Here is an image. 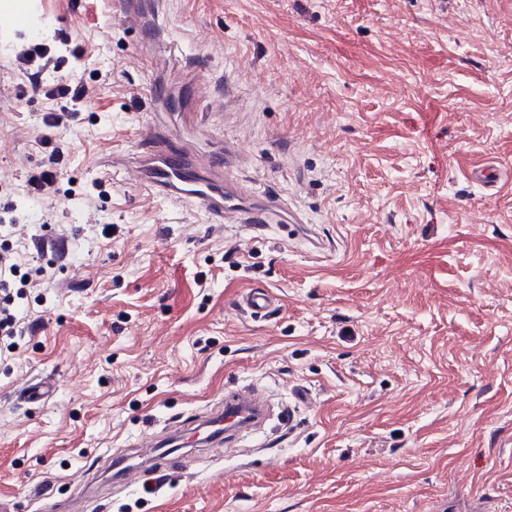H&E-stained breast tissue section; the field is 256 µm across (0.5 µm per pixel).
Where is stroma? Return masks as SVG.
<instances>
[{
	"label": "stroma",
	"instance_id": "35a3bbf8",
	"mask_svg": "<svg viewBox=\"0 0 512 512\" xmlns=\"http://www.w3.org/2000/svg\"><path fill=\"white\" fill-rule=\"evenodd\" d=\"M136 2L141 28L117 0H44L66 62L41 79L16 58L26 30L0 49V243L37 272L0 353V505L512 512V187L464 176L512 177V0ZM64 77L88 95L52 128ZM162 105L173 144L192 121L191 146L239 148L243 190L296 223L251 231L142 192ZM43 135L64 152L48 196L27 187ZM249 287L280 311H240ZM45 376L51 400L15 399ZM238 386L292 423L113 480Z\"/></svg>",
	"mask_w": 512,
	"mask_h": 512
}]
</instances>
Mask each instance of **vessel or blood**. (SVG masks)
Instances as JSON below:
<instances>
[{
  "instance_id": "obj_1",
  "label": "vessel or blood",
  "mask_w": 512,
  "mask_h": 512,
  "mask_svg": "<svg viewBox=\"0 0 512 512\" xmlns=\"http://www.w3.org/2000/svg\"><path fill=\"white\" fill-rule=\"evenodd\" d=\"M232 152H225L223 163L197 151L173 153L159 149L143 155L135 166V180L145 192L206 211L218 222L230 224H291L295 218L286 208L269 199L243 193L233 181L229 167ZM276 295L264 288L247 289L239 298L240 307L261 319L274 311ZM54 389L44 383H31L19 389L17 398L37 404L52 397ZM266 407L255 390L235 389L224 395V403L191 429H179L180 440L194 445L220 447L239 434L259 429Z\"/></svg>"
}]
</instances>
